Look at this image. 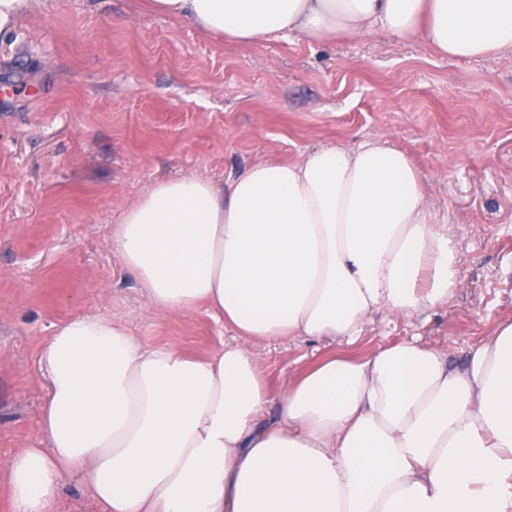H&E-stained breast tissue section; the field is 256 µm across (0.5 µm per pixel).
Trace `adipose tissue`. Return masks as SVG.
I'll return each instance as SVG.
<instances>
[{"label": "adipose tissue", "mask_w": 512, "mask_h": 512, "mask_svg": "<svg viewBox=\"0 0 512 512\" xmlns=\"http://www.w3.org/2000/svg\"><path fill=\"white\" fill-rule=\"evenodd\" d=\"M235 42L277 32L422 36L512 51V0H150ZM111 243L150 304L207 308L238 341L205 359L77 313L39 355L45 447L0 461L15 512H55L78 475L105 512H512V320L461 361L418 341L322 359L271 391L255 343L350 342L460 284L425 175L381 141L152 184Z\"/></svg>", "instance_id": "1"}]
</instances>
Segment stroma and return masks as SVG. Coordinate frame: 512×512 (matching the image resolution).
Returning <instances> with one entry per match:
<instances>
[{"instance_id": "35a3bbf8", "label": "stroma", "mask_w": 512, "mask_h": 512, "mask_svg": "<svg viewBox=\"0 0 512 512\" xmlns=\"http://www.w3.org/2000/svg\"><path fill=\"white\" fill-rule=\"evenodd\" d=\"M371 139L425 171L461 284L418 314L371 313L350 343L258 346L272 389L328 355L413 338L457 360L512 319V52L452 60L385 33L230 43L140 0H30L0 36V460L45 445L39 353L71 315L190 355L235 343L207 310L153 308L113 250V225L151 184H220Z\"/></svg>"}]
</instances>
